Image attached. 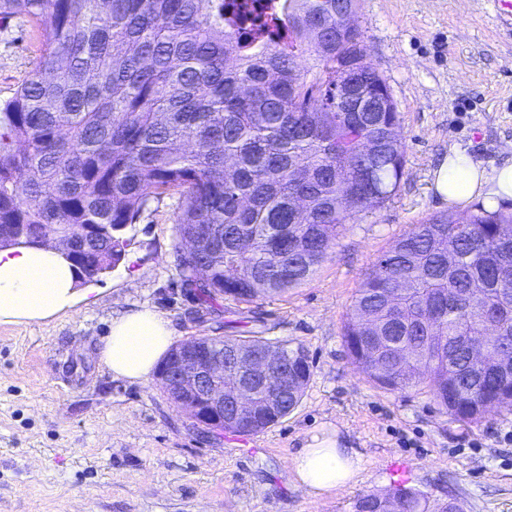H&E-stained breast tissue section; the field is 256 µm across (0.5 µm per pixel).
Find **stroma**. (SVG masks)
Instances as JSON below:
<instances>
[{"label": "stroma", "mask_w": 512, "mask_h": 512, "mask_svg": "<svg viewBox=\"0 0 512 512\" xmlns=\"http://www.w3.org/2000/svg\"><path fill=\"white\" fill-rule=\"evenodd\" d=\"M369 61L400 116L404 175L384 206L346 224L314 276L283 296L221 298L198 310L177 269L181 195L151 198L124 232V259L73 308L38 325L0 323V512H353L359 495L405 486L465 512H512V407L476 425L429 394L389 392L352 365L344 316L365 272L412 225L448 212L433 173L449 150L486 170L512 152V23L489 0H358ZM40 36L24 11L0 24V101L32 71ZM147 307L174 341L268 337L302 347L312 376L298 406L261 433L210 432L154 379L113 377L99 360L112 319ZM334 427L362 460L321 498L290 457Z\"/></svg>", "instance_id": "35a3bbf8"}]
</instances>
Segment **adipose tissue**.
<instances>
[{"label": "adipose tissue", "instance_id": "obj_1", "mask_svg": "<svg viewBox=\"0 0 512 512\" xmlns=\"http://www.w3.org/2000/svg\"><path fill=\"white\" fill-rule=\"evenodd\" d=\"M436 192L449 204L482 202L499 207L512 202V159L486 171L449 152L434 171ZM80 290L69 260L48 247L0 250V323L37 324L74 306ZM169 320L148 308L114 317L102 360L114 377L143 380L155 370L172 341ZM361 457L340 447L335 430L312 436L291 456L296 480L312 497L347 486L358 474Z\"/></svg>", "mask_w": 512, "mask_h": 512}]
</instances>
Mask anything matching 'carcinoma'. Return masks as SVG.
I'll use <instances>...</instances> for the list:
<instances>
[{
  "label": "carcinoma",
  "mask_w": 512,
  "mask_h": 512,
  "mask_svg": "<svg viewBox=\"0 0 512 512\" xmlns=\"http://www.w3.org/2000/svg\"><path fill=\"white\" fill-rule=\"evenodd\" d=\"M355 0H0V22L23 7L41 54L0 104V240L74 238L85 224L84 269L122 260V232L169 190L182 196L178 236L201 241L179 256L201 307L283 295L313 277L346 224L383 206L404 173L395 139L371 164L363 199L346 184L368 143L387 138L396 112H341L343 67L385 82L363 44L336 46V15ZM318 12L322 36L302 25ZM308 56L304 71L294 59ZM512 213L435 214L373 262L345 315L351 363L390 392L424 390L440 410L478 423L488 403L512 404V369L472 368L471 337L493 315L496 349L512 357ZM381 327L379 356L358 347L364 315ZM224 344L288 358L262 336ZM290 394L257 434L286 417ZM396 512H437L427 495L391 490Z\"/></svg>",
  "instance_id": "cac0c4a2"
}]
</instances>
